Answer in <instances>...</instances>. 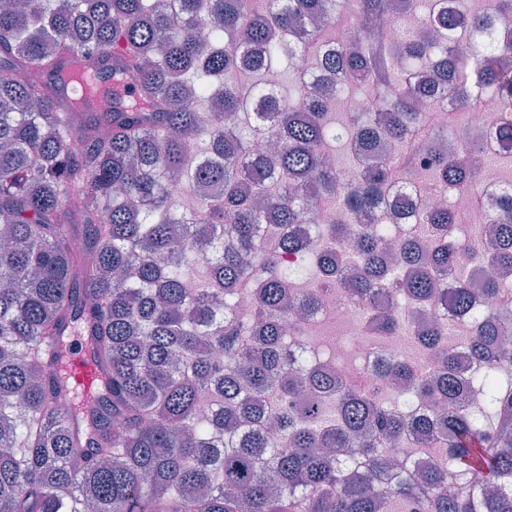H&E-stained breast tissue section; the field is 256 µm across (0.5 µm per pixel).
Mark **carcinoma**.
<instances>
[{
	"label": "carcinoma",
	"mask_w": 512,
	"mask_h": 512,
	"mask_svg": "<svg viewBox=\"0 0 512 512\" xmlns=\"http://www.w3.org/2000/svg\"><path fill=\"white\" fill-rule=\"evenodd\" d=\"M473 18L428 0L423 23L454 33L390 42L379 20L391 0H16L0 7V512H512V196L495 238L475 253L490 269L472 309L467 243L448 241L446 207L420 218L439 239L426 253L401 235L396 284L418 307L476 318L464 376L448 347L428 391L447 403L404 413L319 365L295 368L282 344L289 287L295 305L329 292L326 267L369 326L385 255L368 221L422 146L432 186H467L476 145L435 146L427 109L461 80L493 87L499 137L512 142V31L496 53L470 52ZM352 19L354 49L323 55L332 24ZM304 53L350 95L374 94L358 114L312 95L295 66ZM95 76L112 61V107L78 112L65 94V58ZM429 76L416 84L411 69ZM293 93H264L269 70ZM208 145L192 153L201 136ZM398 147L372 156L379 144ZM348 155L332 165L336 148ZM334 195L338 244L357 217L355 256L298 269L279 263L303 247L311 192ZM249 286V318L234 290ZM78 336L99 367L93 397L67 373ZM444 332L419 329L423 351ZM220 351L224 360L215 359ZM385 372L417 381L406 362ZM428 434L448 462L423 470L384 442Z\"/></svg>",
	"instance_id": "1"
}]
</instances>
